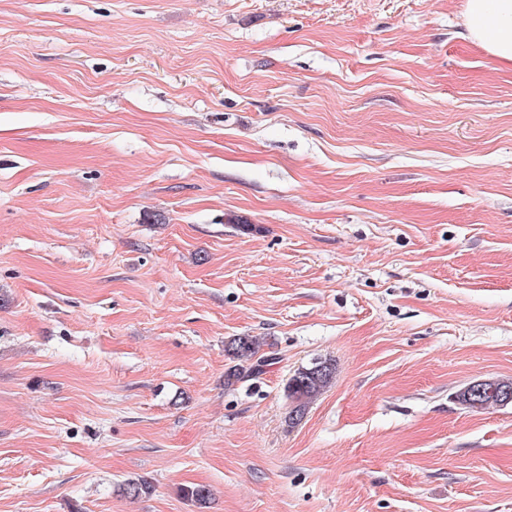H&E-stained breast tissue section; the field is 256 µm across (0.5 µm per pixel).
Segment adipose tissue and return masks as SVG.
<instances>
[{
	"mask_svg": "<svg viewBox=\"0 0 512 512\" xmlns=\"http://www.w3.org/2000/svg\"><path fill=\"white\" fill-rule=\"evenodd\" d=\"M463 19L474 44L512 65V0H465Z\"/></svg>",
	"mask_w": 512,
	"mask_h": 512,
	"instance_id": "adipose-tissue-1",
	"label": "adipose tissue"
}]
</instances>
